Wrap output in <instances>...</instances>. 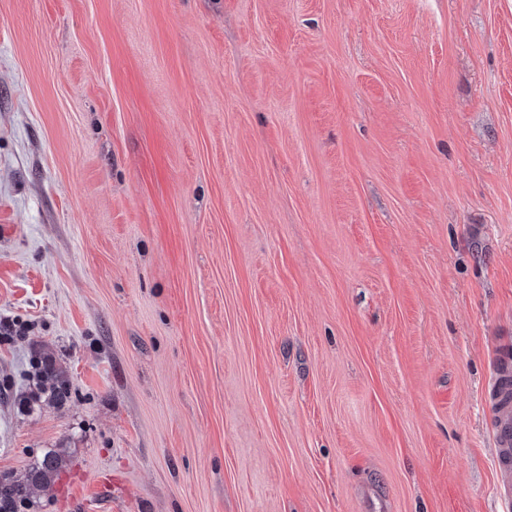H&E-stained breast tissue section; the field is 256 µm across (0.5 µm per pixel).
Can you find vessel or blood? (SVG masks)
Returning <instances> with one entry per match:
<instances>
[{
	"instance_id": "vessel-or-blood-1",
	"label": "vessel or blood",
	"mask_w": 512,
	"mask_h": 512,
	"mask_svg": "<svg viewBox=\"0 0 512 512\" xmlns=\"http://www.w3.org/2000/svg\"><path fill=\"white\" fill-rule=\"evenodd\" d=\"M489 404L495 413L497 493L512 506V357L501 355L494 370Z\"/></svg>"
}]
</instances>
